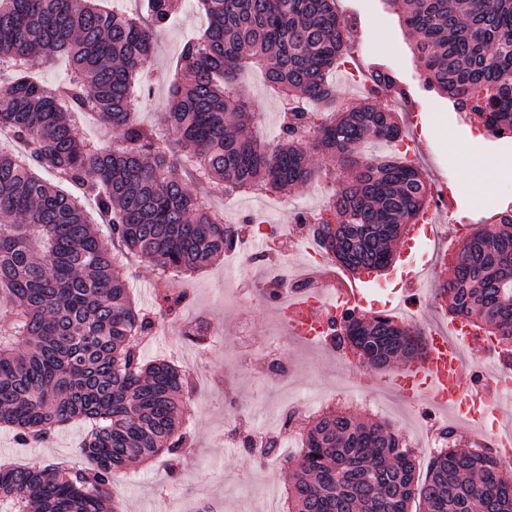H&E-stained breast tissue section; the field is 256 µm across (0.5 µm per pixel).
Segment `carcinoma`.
<instances>
[{
    "label": "carcinoma",
    "mask_w": 512,
    "mask_h": 512,
    "mask_svg": "<svg viewBox=\"0 0 512 512\" xmlns=\"http://www.w3.org/2000/svg\"><path fill=\"white\" fill-rule=\"evenodd\" d=\"M179 0H146V13L99 0H0V129L24 145L0 148V425L23 447L45 443L79 419L89 424L80 461L63 466L0 464V512H125L113 491L139 460L167 458L175 473L189 428L179 421L185 370L147 362L138 337L176 320L183 294L150 311L132 303L127 258L148 260L156 278L208 267L235 248L239 229L211 214L187 187L189 173L216 191L282 194L311 181L345 180L310 232L352 274L387 269L392 244L427 209L430 183L394 156L368 161L361 147L395 138V111L380 76L359 104L336 99L330 79L350 51L351 25L336 0H198L207 25L186 41L164 121L170 144L141 124L132 105L155 32ZM407 33L427 89L493 130L512 134V0H389ZM64 54L56 85L36 75L39 58ZM254 65L292 102L274 144L237 84ZM99 114L112 140L80 137L76 120ZM54 173V180L40 176ZM110 226L105 241L83 201ZM442 296L452 318L482 330L512 361V210L491 231L470 232L446 269ZM208 325L185 324L195 347ZM340 346L380 369L422 357L418 327L387 316L343 317ZM282 512H512V471L451 439L416 478L415 450L386 421L332 409L305 418Z\"/></svg>",
    "instance_id": "carcinoma-1"
}]
</instances>
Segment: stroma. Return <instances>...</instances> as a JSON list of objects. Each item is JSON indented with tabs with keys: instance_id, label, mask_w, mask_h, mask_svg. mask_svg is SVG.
Masks as SVG:
<instances>
[{
	"instance_id": "35a3bbf8",
	"label": "stroma",
	"mask_w": 512,
	"mask_h": 512,
	"mask_svg": "<svg viewBox=\"0 0 512 512\" xmlns=\"http://www.w3.org/2000/svg\"><path fill=\"white\" fill-rule=\"evenodd\" d=\"M340 12L352 23L351 43L354 56L379 62L393 69L413 98L412 103L396 105L402 128L407 133L405 147L414 154L429 179L446 184L456 200V216L468 217L474 227L493 226L495 212L512 205V141H486L477 136V126L447 101L424 91L422 80L410 49V39L398 16L384 0H337ZM206 23L196 0H186L182 12L156 35L155 54L141 73L143 93L138 108L140 120L162 127L169 103L168 86L177 76L175 68L182 45ZM242 86L251 108L261 122L259 131L274 139L279 123L281 102L268 87L261 71L243 73ZM489 162L497 171L489 183L478 184L470 170L473 160ZM189 189L205 205L216 211L231 210L245 215L260 207L267 219L287 223L295 209L319 210L326 205L332 188L319 178L290 190L288 195L262 198L250 194L213 196L196 182ZM266 269L248 263L227 269L224 262L213 263L184 283L188 300L183 318L205 319L213 331L221 333L222 342L206 351L181 344L177 328L166 325L152 343L144 348L147 359L174 358L190 373L205 371L207 383L196 386V397L188 409L193 445L186 449L177 474H168L163 461L131 465L117 479L127 512H189L191 506L207 502L213 512H255L248 476L258 468L253 455L224 442L226 395H233L246 411L239 426L244 430L265 428L278 413L279 396L263 382V366L257 361L232 359L243 328H251V345L266 344L271 337L282 339V356L295 368L294 385L308 411L336 407L355 414L378 417L371 396H338L336 381L354 379L359 365L338 366L335 359L313 344L289 336L278 307L256 293L239 300L233 295L241 283L260 285ZM406 271L403 259L376 276L368 293L365 314H387V301L404 294ZM86 427L76 421L57 431L45 444L19 447L11 429L0 427V464L25 462L48 464L74 460Z\"/></svg>"
}]
</instances>
